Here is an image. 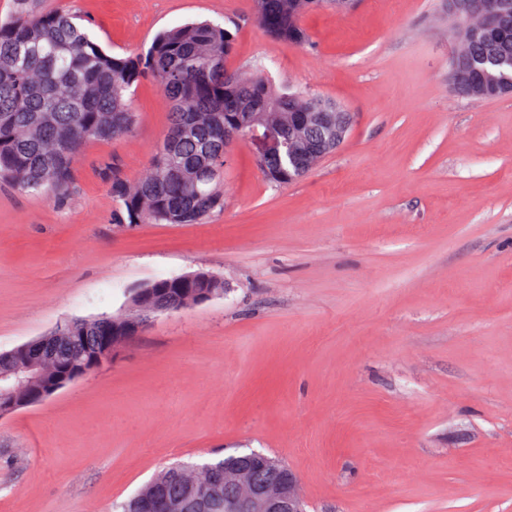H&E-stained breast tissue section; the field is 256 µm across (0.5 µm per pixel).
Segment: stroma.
Masks as SVG:
<instances>
[{"mask_svg": "<svg viewBox=\"0 0 512 512\" xmlns=\"http://www.w3.org/2000/svg\"><path fill=\"white\" fill-rule=\"evenodd\" d=\"M103 48L233 21L232 67L350 112L341 146L269 184L235 143L224 210L118 226L168 127L153 79L133 130L84 145L65 200L0 180V351L112 314L194 271L223 295L164 314L110 362L0 418V512H112L164 466L256 450L307 512H512V96L455 95L444 0H355L277 39L253 0H34Z\"/></svg>", "mask_w": 512, "mask_h": 512, "instance_id": "1", "label": "stroma"}]
</instances>
